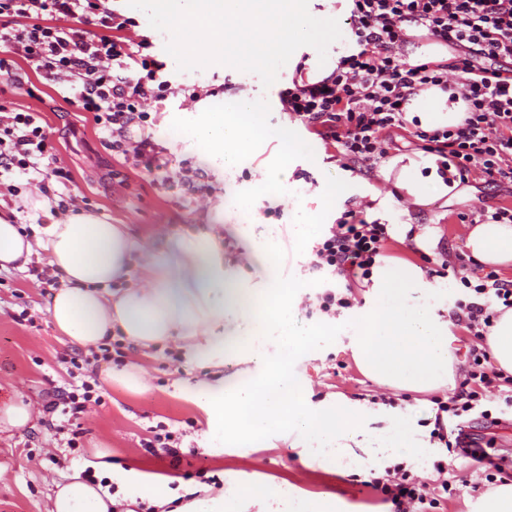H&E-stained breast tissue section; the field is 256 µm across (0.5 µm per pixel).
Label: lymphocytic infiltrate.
I'll list each match as a JSON object with an SVG mask.
<instances>
[{
	"instance_id": "obj_1",
	"label": "lymphocytic infiltrate",
	"mask_w": 512,
	"mask_h": 512,
	"mask_svg": "<svg viewBox=\"0 0 512 512\" xmlns=\"http://www.w3.org/2000/svg\"><path fill=\"white\" fill-rule=\"evenodd\" d=\"M347 19L356 50L341 57L321 80H293L279 99L289 118L312 129L351 163L374 169L388 155L385 137L403 131L422 141L425 151L449 160L459 179L480 173L486 183L512 184V0H352ZM0 43L12 57L0 58V76L21 85L19 65L46 81L68 103L92 113L114 156L148 176L207 191L202 169L183 163L170 168L148 133L150 104L174 92L164 62L153 58L149 37L127 43L130 18L107 7L106 0H0ZM437 39L455 54L452 63H411L401 54L409 31ZM461 75L449 87V71ZM428 87L450 90L463 101L461 125L432 131L411 129L406 106ZM32 173L42 180L68 181L57 167L41 113L18 112L0 105V176ZM386 225L349 210L312 248L309 267L343 278L344 292L326 289L319 308L332 315L353 306L356 288L370 279L383 256ZM438 271L451 272L468 292L452 315L474 337L463 378L448 401L437 404L432 437L445 440V416L479 414L491 420L482 403L491 388L512 403V375L494 369L480 347L500 308L512 309V279L482 266L441 259ZM436 479L417 483L401 466L370 480L391 512H415L417 505H440L457 493L448 467L436 463Z\"/></svg>"
}]
</instances>
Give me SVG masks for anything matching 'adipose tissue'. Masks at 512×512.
Returning <instances> with one entry per match:
<instances>
[{
    "label": "adipose tissue",
    "instance_id": "obj_1",
    "mask_svg": "<svg viewBox=\"0 0 512 512\" xmlns=\"http://www.w3.org/2000/svg\"><path fill=\"white\" fill-rule=\"evenodd\" d=\"M406 112L430 131L461 124L465 105L450 102L448 93L434 87L411 99ZM397 185L420 203L463 196L445 184L431 157L402 166ZM467 248L478 263H512V225H474ZM133 249L122 225L89 214L34 225L28 236L0 218V270H23L34 256L45 255L60 278L50 319L80 347H97L118 332L144 351L174 338L197 339L211 323L234 318L226 341L201 347L210 367H223L229 360L244 368L243 379L234 386L204 383L196 393L213 447L250 448L280 435L299 448L306 466L379 474L402 459L429 457L430 443L385 404L368 407L343 399L309 403L296 367L327 343L331 330L299 319L293 289L275 274L274 232L264 240L269 273L259 286L228 272L223 246L208 234L180 240L169 260L145 255L135 281L128 266ZM372 281L369 306L343 325L354 338L353 358L360 372L395 391L454 388L452 338L440 314L444 289L432 286L418 266L406 261L375 266ZM178 497V491L159 480L112 494L72 475L57 484L50 512H137L142 505L156 512H243L246 503L266 501L269 494L263 485L243 482L229 496L206 495L184 504Z\"/></svg>",
    "mask_w": 512,
    "mask_h": 512
}]
</instances>
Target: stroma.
<instances>
[{"instance_id": "stroma-1", "label": "stroma", "mask_w": 512, "mask_h": 512, "mask_svg": "<svg viewBox=\"0 0 512 512\" xmlns=\"http://www.w3.org/2000/svg\"><path fill=\"white\" fill-rule=\"evenodd\" d=\"M294 75V66H287L275 83L266 87L258 75L240 70L184 72L177 82L178 93L149 108L154 140L171 167L195 161V154L175 141L165 124L168 113L194 110L196 103L189 98V90L202 93L222 88L230 95L266 99L271 107L269 120L275 123L283 118L279 92L290 86ZM0 103L42 113L51 128L58 162L72 173L71 182L65 185L54 181L44 188L18 173L11 175V183L24 186L25 196L32 200L70 195L80 212L124 225L136 244L129 262L133 271L138 268L142 251L166 258L177 239L205 231L218 222L224 236L225 266L240 281L258 283L266 276L258 244L263 225L276 224L285 231L297 210L320 212L321 194L330 176L345 181L348 188L337 198L325 226L337 223L348 209L364 207L367 220L388 227L389 259L416 265L422 256L434 258L442 251L452 258L465 254L471 221L478 218L480 210L512 207V186L493 187L476 174L464 184L466 200L450 202L441 198L428 204L414 203L397 186L400 166L422 153L410 137L394 136L387 158L365 173L345 167L332 146L294 122L290 128L312 147L313 160L294 162L289 177L293 193L259 198L250 212L243 213L234 207L233 199L243 183L255 179L253 166L221 176L210 174L211 192L188 194L181 188L152 181L113 158L101 140L92 113L77 111L50 87H43L35 98L25 90L9 89L0 92ZM403 224L412 225L419 234L430 232L433 245L425 247L423 254L413 253L399 231ZM279 252L283 280L298 289L301 320L316 327L337 325L353 316L350 308L333 315L319 310L317 296L332 287L334 280L331 275L311 272L309 253L295 254L294 243L285 234L279 240ZM32 265L29 271H0V403L24 402L35 416L32 427L0 435V512H49L55 483L63 476L84 472L102 453L120 473L163 479L180 489L207 478L228 487L237 484L240 477H247L268 487L266 512H284L289 499L299 495L333 496L353 507L354 512H389L390 506L381 494L364 486L363 476L306 467L297 450L279 437L270 438L262 448L210 447L206 416L197 404L195 390L203 382L235 384L240 379V368L235 364L221 369L205 367L195 349L178 340L147 351L125 345V363L140 365L149 392L134 393L120 380H113L101 391L102 403L89 405L81 414L78 435H71L65 428L66 416L47 412L46 407L57 392L70 389L72 379L61 358L77 352L78 347L62 337L49 318L47 308L52 295L35 276L36 271L46 269L45 259H33ZM349 344V337H334L325 349L298 366L303 390L311 401L343 398L371 406L388 398L400 416L431 432L435 405L430 394L391 395L359 371ZM487 405L494 422L470 416L448 420L447 427L453 430L464 425L477 447H490L493 457L504 462L503 483H512V405H505L494 393ZM160 423L180 434L178 455L147 447L149 427ZM71 438L78 441L73 450L67 446ZM431 459L450 463L459 488L438 512H473L478 498L489 490V483L472 471L468 458L448 451L443 442H436Z\"/></svg>"}]
</instances>
